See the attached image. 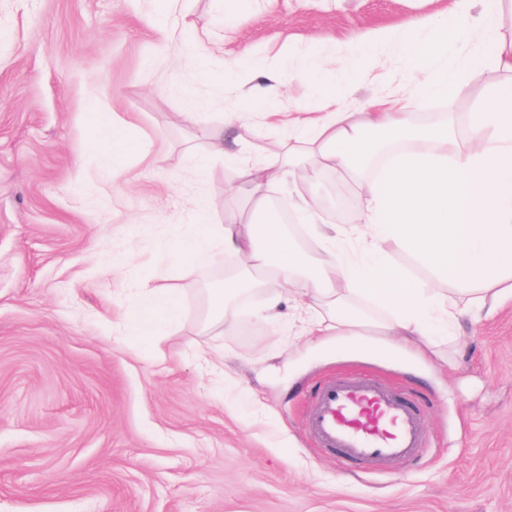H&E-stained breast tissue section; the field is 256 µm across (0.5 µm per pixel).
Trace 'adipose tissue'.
<instances>
[{
	"label": "adipose tissue",
	"mask_w": 512,
	"mask_h": 512,
	"mask_svg": "<svg viewBox=\"0 0 512 512\" xmlns=\"http://www.w3.org/2000/svg\"><path fill=\"white\" fill-rule=\"evenodd\" d=\"M473 2L454 0L446 14L434 17L438 36L427 45L409 36L420 19H407L402 41L420 96L474 100L465 140L457 138L458 113L413 126L404 98L373 99L349 112L337 106L335 89H323L322 115L292 123L307 149L273 143L271 154L282 159L276 169L238 157L236 183L224 192L223 223L198 225L193 234L175 238L172 251L190 264L221 251L242 265L250 284L273 281L292 290L305 332L319 342L385 336L426 356L434 336L453 333L474 313L512 299V37L501 34L498 14L473 11ZM467 26L484 31L487 52L448 55V33ZM226 67L250 81L268 79L265 96L255 101L262 113L267 99L295 79L274 60L252 69L232 57ZM490 69L500 79L475 86L474 75ZM383 136L404 148L360 183L353 226L324 223L316 201L292 188L288 206L301 217L309 245L287 236L270 206L281 173L311 181L323 168L359 175ZM387 244L448 281L457 296L443 295L389 262ZM138 287L135 323L141 333L171 335L177 295L158 293L146 280Z\"/></svg>",
	"instance_id": "obj_1"
}]
</instances>
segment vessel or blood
<instances>
[{
    "mask_svg": "<svg viewBox=\"0 0 512 512\" xmlns=\"http://www.w3.org/2000/svg\"><path fill=\"white\" fill-rule=\"evenodd\" d=\"M304 427L325 454L346 469L398 464L430 445L423 408L410 394L371 377H343L321 384L305 414Z\"/></svg>",
    "mask_w": 512,
    "mask_h": 512,
    "instance_id": "1",
    "label": "vessel or blood"
}]
</instances>
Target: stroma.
Here are the masks:
<instances>
[{
    "instance_id": "35a3bbf8",
    "label": "stroma",
    "mask_w": 512,
    "mask_h": 512,
    "mask_svg": "<svg viewBox=\"0 0 512 512\" xmlns=\"http://www.w3.org/2000/svg\"><path fill=\"white\" fill-rule=\"evenodd\" d=\"M447 3L280 0L255 18L242 6L237 27L224 0H184L161 22L153 0H0V512H512V300L436 337L428 357L380 336L310 343L291 302L280 321L254 315L275 283L207 329L203 290L226 258L192 265L169 249L197 213L224 221L236 164L210 146L227 124L259 164L293 135L251 111L221 59L197 66L198 37L252 66L335 59L344 109L403 94L422 123L447 106L415 95L400 38L408 17ZM359 31L376 39L356 50ZM364 54L373 77L352 82ZM113 118L128 149L109 174L93 156ZM130 249L137 274L181 297L158 342L130 328L134 276L112 266ZM209 347L236 388L201 368ZM343 374L424 396L421 460L358 476L314 448L306 394Z\"/></svg>"
}]
</instances>
